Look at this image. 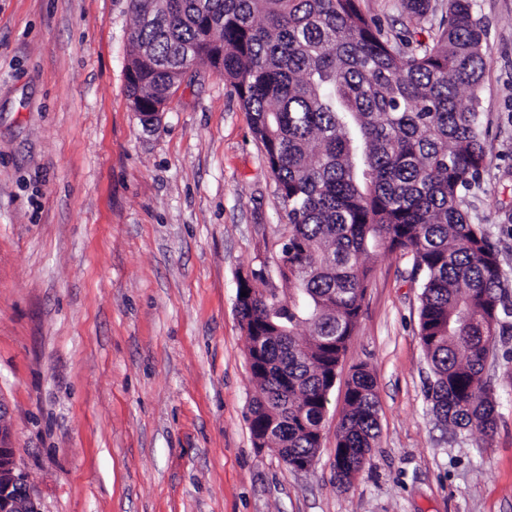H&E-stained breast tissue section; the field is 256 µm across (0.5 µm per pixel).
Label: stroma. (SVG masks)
Masks as SVG:
<instances>
[{
  "mask_svg": "<svg viewBox=\"0 0 512 512\" xmlns=\"http://www.w3.org/2000/svg\"><path fill=\"white\" fill-rule=\"evenodd\" d=\"M427 43L401 0H360ZM487 32L485 164L468 199L512 293V0H471ZM129 0H0V399L40 512H512V363L487 370L492 438L425 398L408 257L381 252L305 472L258 451L240 276L278 274L287 212L234 87L194 66L152 127L127 96ZM380 434L349 489L336 427L354 366Z\"/></svg>",
  "mask_w": 512,
  "mask_h": 512,
  "instance_id": "35a3bbf8",
  "label": "stroma"
}]
</instances>
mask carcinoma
Masks as SVG:
<instances>
[{"mask_svg":"<svg viewBox=\"0 0 512 512\" xmlns=\"http://www.w3.org/2000/svg\"><path fill=\"white\" fill-rule=\"evenodd\" d=\"M420 25L431 0H402ZM428 44H392L359 0H130L136 24L130 105L154 112L188 68L229 81L251 118L288 208L281 279L288 301L268 316L263 295L237 307L261 396L250 406L254 446L294 467L315 455L347 344L380 251L409 256L420 278L419 339L436 418L488 437L498 401L483 374L489 339L512 334V297L499 252L468 218L464 191L484 166L477 112L485 29L470 0H446ZM467 91L470 105L461 101ZM379 436L373 376L353 370L336 430L340 487Z\"/></svg>","mask_w":512,"mask_h":512,"instance_id":"cac0c4a2","label":"carcinoma"}]
</instances>
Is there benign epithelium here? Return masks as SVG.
I'll return each mask as SVG.
<instances>
[{
	"label": "benign epithelium",
	"mask_w": 512,
	"mask_h": 512,
	"mask_svg": "<svg viewBox=\"0 0 512 512\" xmlns=\"http://www.w3.org/2000/svg\"><path fill=\"white\" fill-rule=\"evenodd\" d=\"M0 512H40L25 473L17 468L9 409L1 400Z\"/></svg>",
	"instance_id": "benign-epithelium-1"
}]
</instances>
